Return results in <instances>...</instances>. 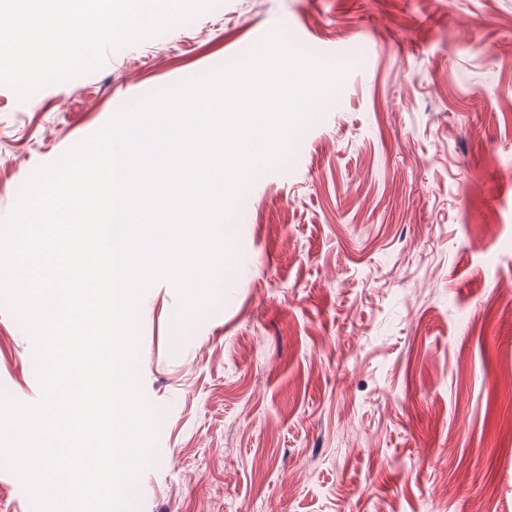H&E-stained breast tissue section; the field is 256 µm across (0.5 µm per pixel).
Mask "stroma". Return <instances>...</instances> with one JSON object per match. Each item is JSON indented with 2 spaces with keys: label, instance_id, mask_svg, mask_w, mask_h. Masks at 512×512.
<instances>
[{
  "label": "stroma",
  "instance_id": "stroma-1",
  "mask_svg": "<svg viewBox=\"0 0 512 512\" xmlns=\"http://www.w3.org/2000/svg\"><path fill=\"white\" fill-rule=\"evenodd\" d=\"M345 66L234 217L213 311L137 317L162 413L137 512H512V0H218L27 99L0 86V224L138 98L273 31ZM0 395L41 398L0 300ZM0 512H35L0 461Z\"/></svg>",
  "mask_w": 512,
  "mask_h": 512
}]
</instances>
